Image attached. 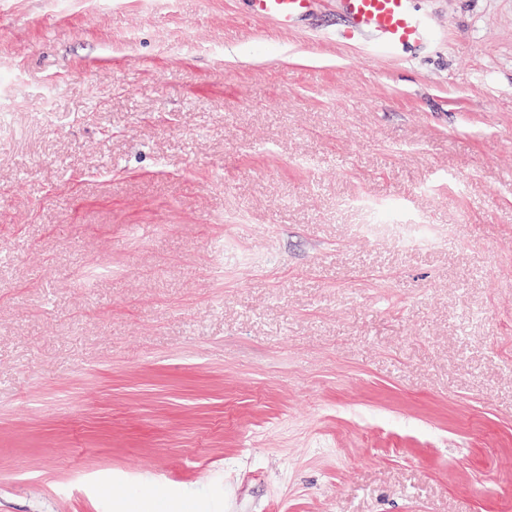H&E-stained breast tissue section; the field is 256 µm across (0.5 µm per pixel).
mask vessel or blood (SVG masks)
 I'll use <instances>...</instances> for the list:
<instances>
[{"label":"vessel or blood","instance_id":"vessel-or-blood-1","mask_svg":"<svg viewBox=\"0 0 512 512\" xmlns=\"http://www.w3.org/2000/svg\"><path fill=\"white\" fill-rule=\"evenodd\" d=\"M346 24L342 41L362 43L372 54L416 48L430 42V20L416 0H339ZM316 0H246L250 17L284 30L296 28L314 10Z\"/></svg>","mask_w":512,"mask_h":512}]
</instances>
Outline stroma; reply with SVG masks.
I'll use <instances>...</instances> for the list:
<instances>
[{
    "label": "stroma",
    "instance_id": "35a3bbf8",
    "mask_svg": "<svg viewBox=\"0 0 512 512\" xmlns=\"http://www.w3.org/2000/svg\"><path fill=\"white\" fill-rule=\"evenodd\" d=\"M419 7L0 0V512H512V0ZM247 14L283 30L296 28L314 10L317 0H245ZM417 0H339L346 25L344 42L362 43L371 54L416 48L430 42V20L416 8Z\"/></svg>",
    "mask_w": 512,
    "mask_h": 512
}]
</instances>
